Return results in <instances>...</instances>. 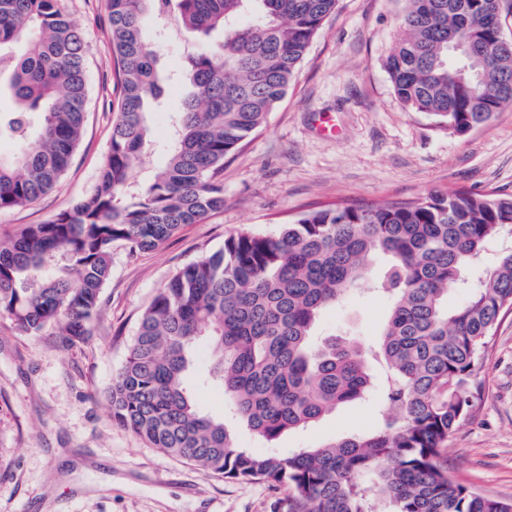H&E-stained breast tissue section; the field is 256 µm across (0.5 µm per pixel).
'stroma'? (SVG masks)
<instances>
[{"instance_id":"35a3bbf8","label":"stroma","mask_w":512,"mask_h":512,"mask_svg":"<svg viewBox=\"0 0 512 512\" xmlns=\"http://www.w3.org/2000/svg\"><path fill=\"white\" fill-rule=\"evenodd\" d=\"M62 6L86 34L82 140L51 192L0 211L2 239L71 207L94 185L108 153L119 90L106 0ZM402 8V0H339L279 106L226 160L223 208L153 252L134 255L113 244L112 275L91 336L64 348L51 333L23 336L0 317V512H276L284 487L228 480L148 447L113 424L104 392L155 292L240 229L268 232L330 203L383 204L457 189L512 195V106L461 135L395 96L385 61L400 36ZM181 97V88L166 89L151 114L154 146L134 169L135 181L165 164L170 114ZM326 116L335 133L321 132ZM388 308L362 285L320 318L317 332L375 342ZM474 387L476 410L444 450L448 473L481 495L510 501L512 313L498 324ZM380 422L373 396L272 444L243 424L235 431L241 447L286 454Z\"/></svg>"}]
</instances>
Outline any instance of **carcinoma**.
<instances>
[{"label":"carcinoma","instance_id":"cac0c4a2","mask_svg":"<svg viewBox=\"0 0 512 512\" xmlns=\"http://www.w3.org/2000/svg\"><path fill=\"white\" fill-rule=\"evenodd\" d=\"M385 67L408 109L459 134L512 102V50L496 18L505 0H405ZM337 0H107L120 87L106 161L68 210L0 240V316L24 336L47 329L71 347L90 334L112 272V244L153 251L224 206L217 174L285 96ZM189 42L169 74L147 18ZM220 30L223 39L209 36ZM469 40L463 64L448 39ZM84 32L61 0H0V211L51 191L79 144L89 97ZM185 88L165 165L140 185L150 111L164 88ZM512 230V196L466 189L415 201L328 204L273 233L241 230L224 249L179 269L139 317L106 390L113 422L150 447L234 481L286 488L278 512H512L448 475V436L476 406L473 380L500 318L512 311V249L501 250L469 298L448 290ZM390 309L371 346L314 340L320 315L371 277ZM215 360L224 403L272 443L366 399L368 362L385 370L383 424L287 455L242 448L224 420L203 414L188 383L198 347Z\"/></svg>","mask_w":512,"mask_h":512}]
</instances>
